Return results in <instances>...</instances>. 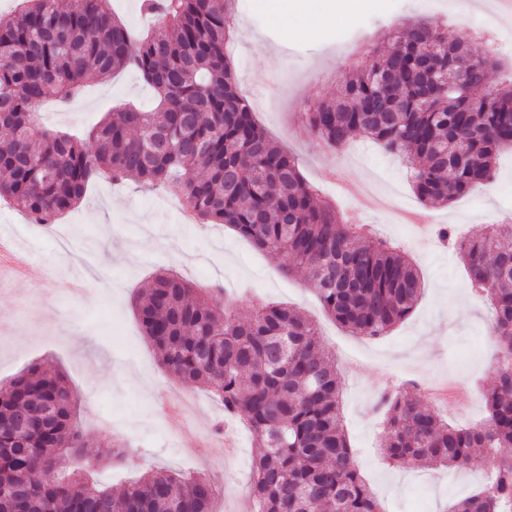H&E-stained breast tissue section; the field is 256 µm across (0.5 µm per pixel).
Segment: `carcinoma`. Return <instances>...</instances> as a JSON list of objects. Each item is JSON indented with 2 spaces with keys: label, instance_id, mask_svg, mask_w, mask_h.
<instances>
[{
  "label": "carcinoma",
  "instance_id": "1",
  "mask_svg": "<svg viewBox=\"0 0 512 512\" xmlns=\"http://www.w3.org/2000/svg\"><path fill=\"white\" fill-rule=\"evenodd\" d=\"M232 0H145L160 26L138 39L109 0H23L0 15V199L41 224L75 208L89 184L134 179L176 195L197 221L226 224L282 269L304 267L326 314L358 336L389 332L421 292L415 264L322 201L293 157L257 125L224 54ZM388 52L346 76L334 99L306 113L308 134L341 148L360 132L406 164L417 198L450 204L489 182L512 149V82L487 55L414 21ZM134 68L157 95L152 112H111L86 138L43 127L35 106L77 98L91 82ZM512 224L457 243L473 291L486 298L495 337L485 420L448 424L398 393L382 398L383 458L462 468L492 459L481 490L448 512H512ZM135 308L159 365L207 388L253 435V512H382L355 464L343 425L341 376L312 323L272 304L247 320L162 272ZM59 372L37 366L0 387V512H211L204 477L156 471L119 497L64 464L88 453ZM27 415L21 428L17 420ZM25 493L15 499L11 488Z\"/></svg>",
  "mask_w": 512,
  "mask_h": 512
}]
</instances>
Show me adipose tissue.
Instances as JSON below:
<instances>
[{"mask_svg": "<svg viewBox=\"0 0 512 512\" xmlns=\"http://www.w3.org/2000/svg\"><path fill=\"white\" fill-rule=\"evenodd\" d=\"M265 6L280 33V42L284 45L318 35L339 19L336 11L313 8L306 0H266Z\"/></svg>", "mask_w": 512, "mask_h": 512, "instance_id": "ef3b65f1", "label": "adipose tissue"}]
</instances>
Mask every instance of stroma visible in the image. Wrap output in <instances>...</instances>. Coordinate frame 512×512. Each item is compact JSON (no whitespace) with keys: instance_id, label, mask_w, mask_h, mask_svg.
<instances>
[{"instance_id":"35a3bbf8","label":"stroma","mask_w":512,"mask_h":512,"mask_svg":"<svg viewBox=\"0 0 512 512\" xmlns=\"http://www.w3.org/2000/svg\"><path fill=\"white\" fill-rule=\"evenodd\" d=\"M233 39L238 90L272 141L298 160L322 199L347 214L367 192L386 197L382 209L363 212L365 224L412 257L423 290L413 312L376 338L341 328L323 311L305 270L284 273L281 259L256 249L223 224H184L180 200L139 181L125 186L97 180L84 200L55 224L30 223L0 201V232L17 244L0 261V386L39 365L61 372L76 394L75 414L93 456L76 461L113 492L156 470L209 477L213 512H248L250 472L259 450L245 425L225 423L224 408L208 391L187 385L160 367L134 311L133 299L156 272L173 269L197 287L225 290L249 313L268 302L294 307L312 320L344 377L343 424L358 469L383 512H445L479 488L490 459L458 470L391 466L381 454L382 427L371 411L383 393L404 391L449 423L481 421L479 389L488 383L496 350L487 338L489 305L468 290L456 248L440 237L480 233L512 224V151L501 153L494 185L480 184L449 205L421 203L398 156L365 135L339 149L324 147L306 131L304 117L335 97L336 77L369 62L371 44L414 17L447 28L479 54L495 53L512 76V25L475 0H343L345 18L319 36L283 46L260 0H245ZM154 91L128 69L87 86L69 105L49 99L39 108L47 127L81 133L115 107L154 109ZM96 255L93 296L70 290L68 274H82L86 251ZM121 450L112 459L111 450Z\"/></svg>"}]
</instances>
